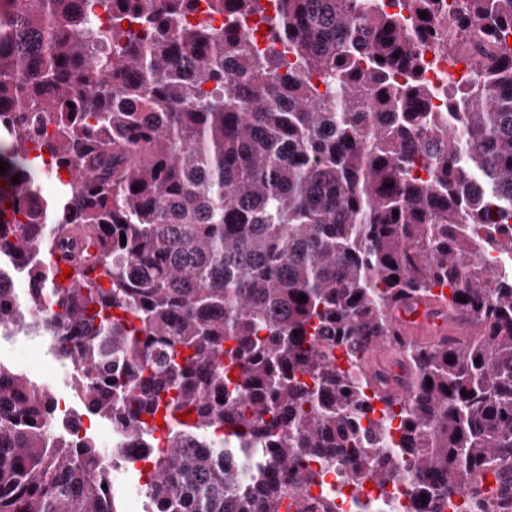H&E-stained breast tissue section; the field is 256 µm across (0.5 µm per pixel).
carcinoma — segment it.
<instances>
[{
  "label": "carcinoma",
  "instance_id": "obj_1",
  "mask_svg": "<svg viewBox=\"0 0 512 512\" xmlns=\"http://www.w3.org/2000/svg\"><path fill=\"white\" fill-rule=\"evenodd\" d=\"M395 7L0 0V255L31 282L18 302L0 282V324L58 306L88 411L147 437L162 415L145 512H282L319 473L265 472L309 458L446 512L512 462V275L481 259L512 252V0ZM445 58L466 69L436 87ZM45 153L68 178L40 228ZM434 296L480 333L398 338L391 308ZM389 341L399 398L364 367ZM54 417L0 362V512H118L98 448ZM216 428L235 459L199 444Z\"/></svg>",
  "mask_w": 512,
  "mask_h": 512
}]
</instances>
